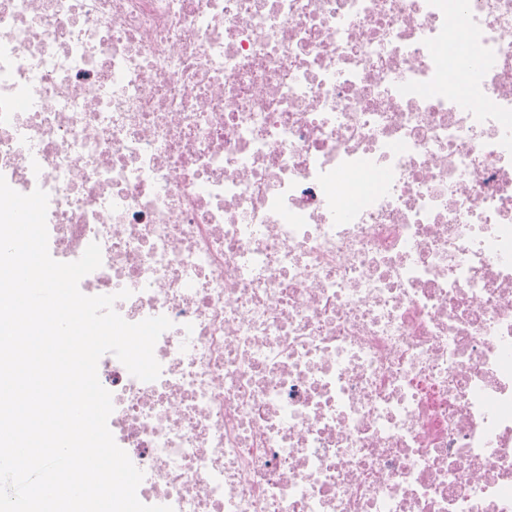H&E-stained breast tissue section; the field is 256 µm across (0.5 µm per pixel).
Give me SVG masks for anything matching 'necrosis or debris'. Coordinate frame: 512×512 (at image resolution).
Returning <instances> with one entry per match:
<instances>
[{
	"mask_svg": "<svg viewBox=\"0 0 512 512\" xmlns=\"http://www.w3.org/2000/svg\"><path fill=\"white\" fill-rule=\"evenodd\" d=\"M0 175L172 323L142 503L512 512V0H0Z\"/></svg>",
	"mask_w": 512,
	"mask_h": 512,
	"instance_id": "obj_1",
	"label": "necrosis or debris"
}]
</instances>
